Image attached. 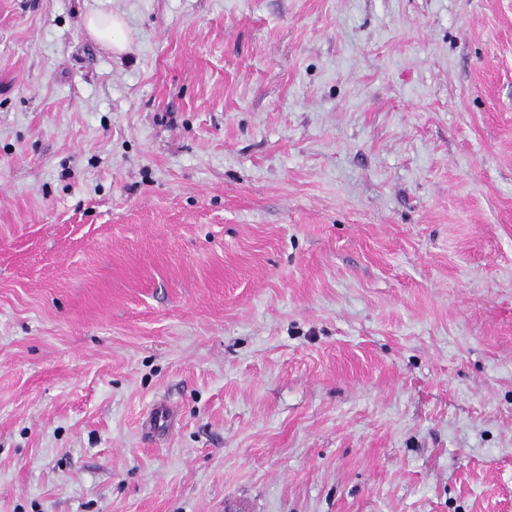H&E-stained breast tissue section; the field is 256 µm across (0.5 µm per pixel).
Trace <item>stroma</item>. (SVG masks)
I'll return each mask as SVG.
<instances>
[{"label":"stroma","mask_w":512,"mask_h":512,"mask_svg":"<svg viewBox=\"0 0 512 512\" xmlns=\"http://www.w3.org/2000/svg\"><path fill=\"white\" fill-rule=\"evenodd\" d=\"M236 496L512 512V0H0V512ZM88 32L115 54L129 48V37L123 19L115 13L97 11L86 18Z\"/></svg>","instance_id":"obj_1"}]
</instances>
